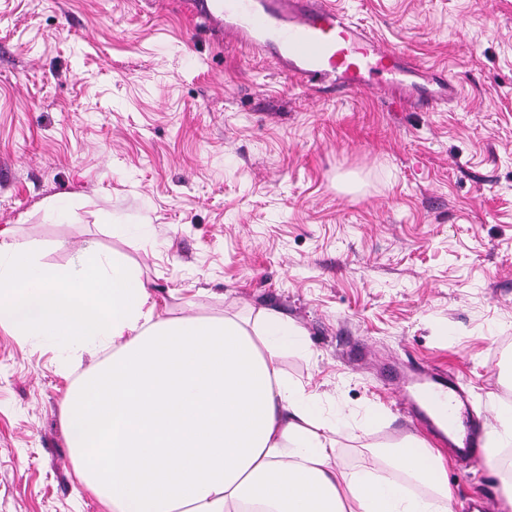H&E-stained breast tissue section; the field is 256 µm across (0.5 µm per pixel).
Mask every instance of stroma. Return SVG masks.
<instances>
[{"label":"stroma","mask_w":512,"mask_h":512,"mask_svg":"<svg viewBox=\"0 0 512 512\" xmlns=\"http://www.w3.org/2000/svg\"><path fill=\"white\" fill-rule=\"evenodd\" d=\"M335 2L459 96L303 88L178 0H0V228L125 255L165 313L287 316L310 351L282 371L350 424L337 468L402 480L384 450L425 431L387 368L452 375L490 436L512 401V0ZM99 361L0 326V512H107L63 426ZM447 471L452 512H512L486 451Z\"/></svg>","instance_id":"35a3bbf8"}]
</instances>
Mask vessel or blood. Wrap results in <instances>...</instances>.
Wrapping results in <instances>:
<instances>
[{"label": "vessel or blood", "mask_w": 512, "mask_h": 512, "mask_svg": "<svg viewBox=\"0 0 512 512\" xmlns=\"http://www.w3.org/2000/svg\"><path fill=\"white\" fill-rule=\"evenodd\" d=\"M186 9L225 27L253 54L269 56L300 85L315 90L361 92L378 84L397 89L419 106L434 109L456 98L452 77L405 57L381 38L353 22L333 0H184ZM423 404H409L418 419L435 416L455 430L468 403L457 386L426 389ZM483 430L468 424L462 442H449L460 459L480 447Z\"/></svg>", "instance_id": "b4317fda"}]
</instances>
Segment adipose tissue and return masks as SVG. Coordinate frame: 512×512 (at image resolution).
I'll return each instance as SVG.
<instances>
[{
    "mask_svg": "<svg viewBox=\"0 0 512 512\" xmlns=\"http://www.w3.org/2000/svg\"><path fill=\"white\" fill-rule=\"evenodd\" d=\"M42 251L0 230V326L109 350L63 412L76 473L109 512H451L445 460L419 437L391 460L429 495L336 468L345 426L281 372L309 350L281 313L166 316L124 256L88 247L78 267L55 268Z\"/></svg>",
    "mask_w": 512,
    "mask_h": 512,
    "instance_id": "ef3b65f1",
    "label": "adipose tissue"
}]
</instances>
